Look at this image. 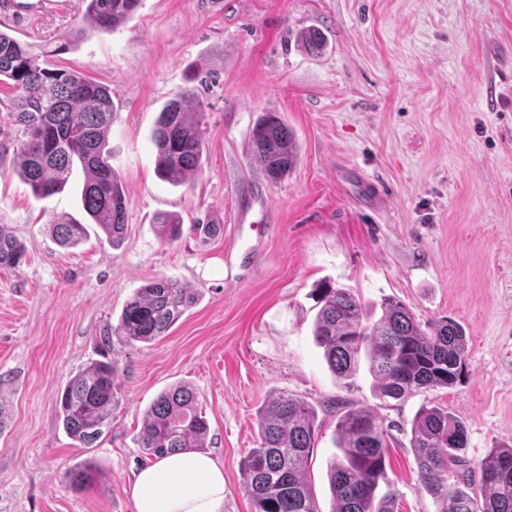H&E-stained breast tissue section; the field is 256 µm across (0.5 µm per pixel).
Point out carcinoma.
I'll return each mask as SVG.
<instances>
[{
  "label": "carcinoma",
  "mask_w": 512,
  "mask_h": 512,
  "mask_svg": "<svg viewBox=\"0 0 512 512\" xmlns=\"http://www.w3.org/2000/svg\"><path fill=\"white\" fill-rule=\"evenodd\" d=\"M91 27L109 32L132 17L140 0H85ZM303 47L318 53L321 33L301 34ZM49 51L0 32V87L13 93L8 116L22 128L15 153V173L33 195L61 192L73 169L81 167L82 207L116 245L126 229V196L112 168L108 132L115 113L112 88L76 71L50 68ZM190 90L160 110L152 134L157 175L173 186L186 184L202 169L205 152L203 112ZM252 147L267 178L276 181L297 162L294 136L275 113L265 114L252 130ZM167 243L178 241L182 221L170 213L156 218ZM50 233L64 248L81 244L86 225L65 217L49 221ZM24 245L8 225L0 224V265L15 266ZM192 285L158 278L127 301L110 334L128 344L150 343L165 335L198 301ZM319 310L313 326L316 343L339 381L366 365L377 398L400 400L421 389L447 388L467 368L464 328L450 320L423 326L401 302L385 298L382 315L372 313L350 289L324 284L316 291ZM116 371L109 359L99 360L73 376L57 397L66 433L90 446L104 434L112 414ZM259 447L241 461L244 487L254 512H319L308 478L310 449L317 434V411L306 400L286 393L267 398L256 412ZM209 424L189 385L161 392L143 415L139 447L157 459L182 450L205 447ZM387 428L374 411L351 406L339 413L335 445L339 455L329 468L332 512H395L392 490L376 494L387 482ZM466 425L448 407L426 403L418 410L410 447L418 477L441 512H512V445L491 449L478 463L480 480L464 456ZM456 482L448 483V475Z\"/></svg>",
  "instance_id": "1"
}]
</instances>
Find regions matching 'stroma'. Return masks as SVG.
<instances>
[{"label": "stroma", "mask_w": 512, "mask_h": 512, "mask_svg": "<svg viewBox=\"0 0 512 512\" xmlns=\"http://www.w3.org/2000/svg\"><path fill=\"white\" fill-rule=\"evenodd\" d=\"M85 10L84 0H0V30L111 87L127 205L115 247L82 207V170L36 198L14 172L20 131L0 132V224L27 248L0 266V512H135L142 417L178 383L195 389L209 423L223 512H254L239 464L258 445V407L277 392L317 410L308 479L320 512L333 507L339 403L390 424L378 490L396 493L397 512H440L410 446L422 404L462 417L471 463L512 444V0H142L111 32L87 28ZM312 27L326 40L318 54L298 42ZM188 90L203 103L206 150L198 175L175 187L157 176L151 135L162 106ZM268 112L288 124L298 156L276 182L250 140ZM365 176L384 202L363 190ZM163 212L221 234L204 242L186 230L167 244ZM55 215L87 224V240L59 246ZM161 277L190 283L199 300L151 344L113 340L112 420L83 447L57 396L99 360L126 302ZM326 282L375 311L391 297L421 323L461 324L466 376L399 401L379 400L364 368L340 383L312 336L313 291ZM86 466L91 480L72 485L68 472Z\"/></svg>", "instance_id": "stroma-1"}]
</instances>
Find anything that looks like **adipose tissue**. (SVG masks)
<instances>
[{
	"label": "adipose tissue",
	"mask_w": 512,
	"mask_h": 512,
	"mask_svg": "<svg viewBox=\"0 0 512 512\" xmlns=\"http://www.w3.org/2000/svg\"><path fill=\"white\" fill-rule=\"evenodd\" d=\"M131 495L136 512H222L224 470L204 453H174L141 470Z\"/></svg>",
	"instance_id": "1"
}]
</instances>
